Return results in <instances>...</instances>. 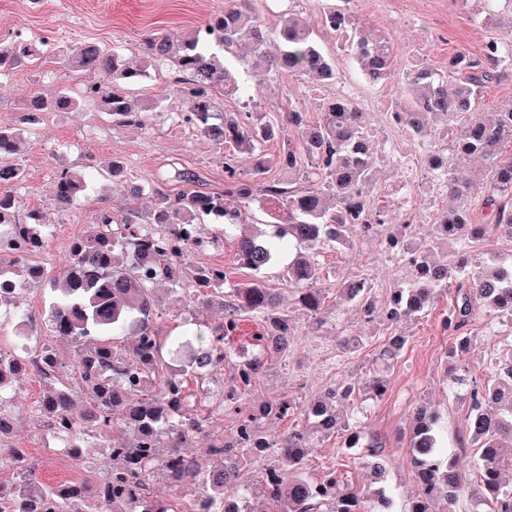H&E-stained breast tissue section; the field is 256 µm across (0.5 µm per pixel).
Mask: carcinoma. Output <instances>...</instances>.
Instances as JSON below:
<instances>
[{"mask_svg":"<svg viewBox=\"0 0 512 512\" xmlns=\"http://www.w3.org/2000/svg\"><path fill=\"white\" fill-rule=\"evenodd\" d=\"M350 0H326L323 22L336 32V49L346 53L373 84L393 76V49L382 37L366 38L355 26ZM49 38L0 46V79L8 78L23 58L39 57ZM66 54L81 70L97 72L101 80L89 84L83 98L101 105L121 123L142 126L147 106L128 95L123 86L138 82L165 60H172L181 76L188 101L182 113L206 139L224 145L222 193L194 188L189 172L179 174L186 188L172 197L160 187H148L149 210L120 219L99 211L87 233L74 241L68 261L53 278L52 300L45 314L46 331L38 332L35 351L46 366V383L34 412L44 426L68 443H78L73 457L80 459L88 448H104L112 468L90 482L49 485L34 477L25 451L10 441L13 403H0V471L16 474L15 487L41 490L44 512H196L197 499L218 506L219 500L236 497L233 512H251L246 497L234 495L245 486L249 474L240 461L244 446L278 457L264 492L268 512H381L391 497L386 487L360 489L336 470L322 477L309 474V435L293 428L280 442L267 438L263 425L269 420L304 416L325 434L346 432L344 447L359 448L365 463L384 478V446L367 437L336 412V403L363 391L372 399L387 392V380L371 372L359 383L331 389L302 409L290 398H276L256 409L242 408L241 395L264 372L266 362L257 357L236 366L232 384L216 402L206 388L208 377L232 362L224 339L234 333L244 313L264 322L256 338L259 351L269 357L283 356L292 344L288 314L279 311L277 294L265 287L264 274L282 251L292 252L286 266L288 283L295 286L298 306L317 322L328 298L316 287L326 271L316 262L314 250L332 245L353 246L362 234L359 220L372 229L386 224L384 212L368 195L373 182L369 163L370 117L353 100L332 98L322 104L321 117L307 122L303 112L289 106L288 127H280L258 113L250 94L270 74L301 77L322 82L334 76L330 57L319 46L312 30L293 13L281 16L274 34L264 29L254 0H224V9L212 14L193 34L174 45L157 32L143 43V63L129 66L120 50H104L77 44ZM512 69V41L496 39L485 44L482 56L465 52L448 59V71L418 65L405 76L404 104L389 113L391 124L414 135L427 129L432 118L446 117L443 139L455 134L454 151L461 157H480L488 178L484 189L475 191L460 169L444 167L437 179L459 204L441 211L425 230V250L418 254L405 248L415 227L404 225L405 234L391 239L393 253L406 256L413 277L392 289L382 309L388 339L379 356H395L405 337L393 331L404 318L424 315L441 297L451 294L441 320L443 332L454 337L445 356L454 357L472 342L468 326L479 314L512 322V262L469 264L472 244L506 231L512 235V155L503 156L502 143L512 140V104L484 121L483 93L486 85L500 80ZM216 89L241 99L244 111L222 115L213 109ZM79 100L67 92L52 98L33 95L26 103L23 122L33 124L43 112H68ZM294 129L295 137L288 136ZM282 141L279 163L288 171V181L266 178L263 148L271 140ZM23 130L0 127V250L12 252L21 263L25 280L42 278L43 269L33 257L48 234L36 213L15 217L13 188L24 182V170L13 156L19 152ZM253 158L252 173L243 174L235 153ZM85 189V174L63 168L56 175L55 199L71 206ZM231 196L243 205L260 199L261 211L275 220L271 232L243 233L245 213L227 204ZM476 199L485 223L471 222L468 201ZM206 221L219 225L218 240L236 237L237 265L251 271V278L229 284L222 266L197 267L188 272L190 256L205 249L209 241L199 232ZM442 245L453 248V260L430 262L427 254ZM168 286L176 301L186 306L219 304L224 323L210 326L195 322L197 329L163 338L156 328L155 290ZM336 300L352 303L366 313L375 312L369 289L355 282L344 283ZM62 336L77 353L75 367L67 372L59 362L55 338ZM20 368L17 357L0 351V390L13 388ZM448 387L460 392L466 404V427L457 436L461 448H471L478 459V478L472 486L445 455L439 443V417L420 407L409 440L418 489L406 512H434L437 500L446 512H456L461 496L469 494L470 512H512V481L504 467L512 466V348L499 360L494 376L479 381L465 372L452 373ZM237 422L235 442L218 441L208 448V459L191 453L194 439L216 416ZM161 478L186 493L171 502L152 496L153 480Z\"/></svg>","mask_w":512,"mask_h":512,"instance_id":"cac0c4a2","label":"carcinoma"}]
</instances>
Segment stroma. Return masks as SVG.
<instances>
[{
	"instance_id": "obj_1",
	"label": "stroma",
	"mask_w": 512,
	"mask_h": 512,
	"mask_svg": "<svg viewBox=\"0 0 512 512\" xmlns=\"http://www.w3.org/2000/svg\"><path fill=\"white\" fill-rule=\"evenodd\" d=\"M224 0H0V44L15 42L17 33L49 36L58 53H48L34 64H23L12 76L0 80V126H18L28 97L35 92L51 97L63 90L79 92L83 85L96 82V74L73 68L61 54L74 44L93 43L103 49L120 48L131 62L142 58L143 40L161 32L178 40L190 34L208 16L223 9ZM255 8L268 27H275L280 14L294 9L311 27L319 45L331 53L335 65L333 80L314 85L300 77L277 76L267 80L254 95L258 109L274 121H282L289 105H297L310 120L320 116L324 99L332 97L337 85L353 89L354 101L371 115L372 162L376 172L370 188L375 206L385 210L389 221L383 234L397 235L402 220L416 226L433 223L437 214L451 200L436 180L428 177L429 151L440 150L449 167L463 166L476 184L486 181L481 163L474 158L458 160L444 142L412 136L406 129L393 126L387 119L392 106L399 104L405 90L407 68L416 64L447 66L456 51L480 55L492 39H512V10L503 0L489 6L487 0H353L351 9L358 27L368 35H382L395 48L393 77L383 84H372L336 49V37L326 29L321 0H256ZM495 19H488V12ZM176 69L166 65L151 70L148 78L129 87L130 95L146 101L151 110L145 127L128 126L113 120L93 102H85L72 112L44 113L37 128L25 136L18 157L26 172L25 181L15 192V212L26 216L40 214L51 235L39 254L49 273L58 272L68 260L69 247L80 238L92 216L103 209L117 216L144 211L147 197H134L113 187L104 170L108 160L121 158L127 164L128 177L142 184L159 183L170 194L183 188L178 171L194 174L196 189L220 192L224 189V147L201 137L196 130L179 120L186 99L175 81ZM403 156L407 166L387 163V155ZM84 171L89 176L86 192L71 208H58L54 200L55 174L61 168ZM216 225L200 227L202 237L214 238V245L196 254V265H221L230 282L247 280V270L238 267L231 240L215 239ZM318 260L326 274L323 288L329 292L325 304L326 324L315 327L312 318L296 308L294 295L273 268L267 287L277 289L284 309L290 310L294 341L287 353L269 361L265 372L244 394L247 405L290 397L308 404L331 388L357 381L366 371L381 370L388 383L380 399L360 396L344 402L340 412L356 422L366 435L379 438L387 461V485L393 496V512H404L416 489V477L408 438L413 425V410L427 403L439 410L441 422L450 440L449 453L455 454L459 466L473 472V451L458 448L455 437L465 427V408L453 397L446 383L452 371L468 368L480 379L489 377L490 366L502 347L512 344V324L478 316L470 325L473 341L454 361H445L443 352L452 343L443 333L440 321L448 305L440 300L428 314L402 322L407 342L393 360L377 359L376 350L387 333L382 317L365 321L360 308L338 305L334 292L343 282L359 277L371 285L376 307H383L392 288L405 282L410 269L387 261L374 238L364 237L351 250L329 246L320 248ZM48 281L23 283L15 298L0 306L5 320L0 332L11 335L9 316L24 311L41 317L49 301ZM156 328L160 336H173L184 328L186 319L197 316L210 325L222 323L224 315L217 308L183 310L159 288ZM261 323L253 315H243L227 345L235 361L217 371L209 382L214 395H221L230 385L235 362L256 355L254 336ZM361 337L358 351L348 353L339 346L342 335ZM16 388V427L13 444L26 449L36 476L45 483L92 480L102 477L112 466L106 453L97 449L86 452L87 462L65 460L45 450L40 421L31 410L41 399L44 383L34 376H20ZM308 458L309 472L318 477L328 467H338L351 483L365 487L369 471L358 450L347 449L339 436L312 434Z\"/></svg>"
}]
</instances>
